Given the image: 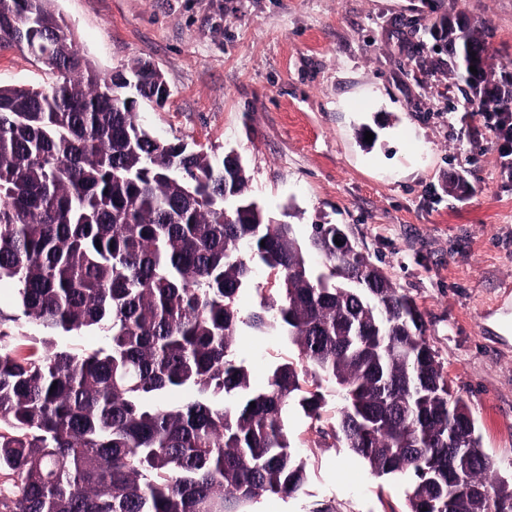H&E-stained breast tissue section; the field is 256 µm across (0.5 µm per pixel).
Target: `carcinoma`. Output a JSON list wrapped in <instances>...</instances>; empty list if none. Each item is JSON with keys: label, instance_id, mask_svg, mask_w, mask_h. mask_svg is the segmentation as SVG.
<instances>
[{"label": "carcinoma", "instance_id": "1", "mask_svg": "<svg viewBox=\"0 0 512 512\" xmlns=\"http://www.w3.org/2000/svg\"><path fill=\"white\" fill-rule=\"evenodd\" d=\"M53 2L0 0V48L56 76L0 86V285L14 292V312L0 310V512H250L263 493L291 495L305 466L288 407L320 419L309 368L343 392L348 447L378 475L410 477L409 512H512V483L493 477L413 300L357 246L336 254V225L301 240L268 215L241 160L157 136L137 104L159 73L136 62L133 92L101 75ZM433 27L475 52L483 78L465 96L497 113L512 83L492 71L493 29L447 14ZM258 269L270 288L244 312ZM360 274L373 280L350 287ZM24 319L43 353L23 351ZM244 329L280 332L299 365L251 390ZM83 331L103 344H60Z\"/></svg>", "mask_w": 512, "mask_h": 512}]
</instances>
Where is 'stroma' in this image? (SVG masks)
<instances>
[{
	"label": "stroma",
	"mask_w": 512,
	"mask_h": 512,
	"mask_svg": "<svg viewBox=\"0 0 512 512\" xmlns=\"http://www.w3.org/2000/svg\"><path fill=\"white\" fill-rule=\"evenodd\" d=\"M102 74L150 62L167 99L143 111L165 140L236 152L248 194L289 211L298 237L338 224L422 312L425 336L470 408L496 476L512 479V154L460 81L435 66L428 30L444 13L487 21L494 70L512 65V0H55ZM46 65L0 51V85L38 86ZM373 141H366V133ZM462 174L471 191L448 194ZM251 388L294 362L278 332L242 331ZM299 405L288 435L305 463L293 496L255 512H407V480L379 476Z\"/></svg>",
	"instance_id": "stroma-1"
}]
</instances>
